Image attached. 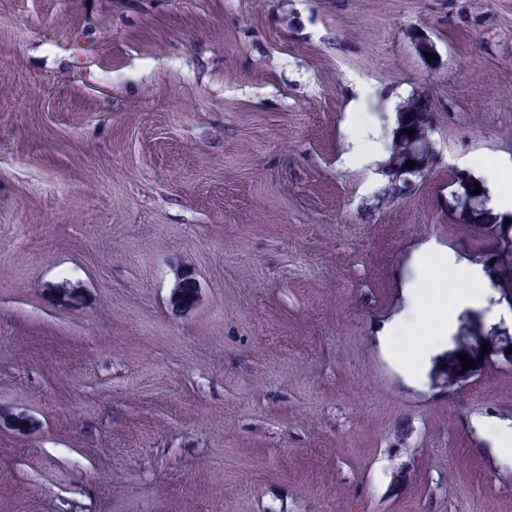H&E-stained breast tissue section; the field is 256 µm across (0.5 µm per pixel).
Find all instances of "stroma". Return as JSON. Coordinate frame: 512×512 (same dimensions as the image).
<instances>
[{
  "mask_svg": "<svg viewBox=\"0 0 512 512\" xmlns=\"http://www.w3.org/2000/svg\"><path fill=\"white\" fill-rule=\"evenodd\" d=\"M416 93L441 159L376 204L347 122ZM472 154L512 161V0H0V512H512V368L379 339L468 290L426 248Z\"/></svg>",
  "mask_w": 512,
  "mask_h": 512,
  "instance_id": "35a3bbf8",
  "label": "stroma"
}]
</instances>
